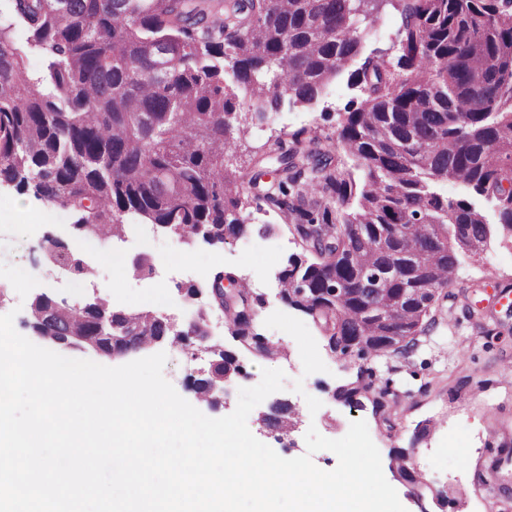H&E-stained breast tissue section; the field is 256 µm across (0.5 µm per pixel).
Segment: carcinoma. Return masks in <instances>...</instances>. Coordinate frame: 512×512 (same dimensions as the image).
Listing matches in <instances>:
<instances>
[{
  "label": "carcinoma",
  "instance_id": "1",
  "mask_svg": "<svg viewBox=\"0 0 512 512\" xmlns=\"http://www.w3.org/2000/svg\"><path fill=\"white\" fill-rule=\"evenodd\" d=\"M0 24V179L71 208L79 232L110 239L125 215L166 224L181 238L198 229L222 243L251 205L224 168L247 99L265 114L284 96L313 102L360 55V22L392 3L402 17L396 64L375 50L352 74L365 96L349 109L336 146L361 175L342 172L330 151L278 144L280 175L263 198L288 211L310 260L282 272L286 299L308 314L337 317L333 336L377 335L402 288L451 285L464 252L487 245L491 227L463 198L435 189L464 186L498 201L512 234V0H10ZM31 34L47 53L33 78L13 41ZM233 80L226 81V71ZM335 197L318 210L308 195ZM361 251L357 268L345 262ZM336 255V285L324 267ZM49 261L74 278L83 259L53 247ZM379 276L386 288L369 287ZM320 291L302 304L300 282ZM31 321L64 336L73 323L98 336L81 305L32 302ZM118 352L167 338L195 357L190 330L177 335L152 312H112ZM194 380L227 371L233 353Z\"/></svg>",
  "mask_w": 512,
  "mask_h": 512
}]
</instances>
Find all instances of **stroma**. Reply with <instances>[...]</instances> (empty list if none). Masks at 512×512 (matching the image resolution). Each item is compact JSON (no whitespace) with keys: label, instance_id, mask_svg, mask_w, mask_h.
Wrapping results in <instances>:
<instances>
[{"label":"stroma","instance_id":"obj_1","mask_svg":"<svg viewBox=\"0 0 512 512\" xmlns=\"http://www.w3.org/2000/svg\"><path fill=\"white\" fill-rule=\"evenodd\" d=\"M360 100L359 89L345 72L313 104L282 103L265 121L249 123L245 138L225 161L227 171L252 195L250 178L258 153L267 152L278 139L290 147L314 136L335 138L348 108ZM471 201L493 224L491 239L483 251L460 256L453 296L443 302V320L403 351L363 357L329 352L313 318L281 296L278 276L303 251L284 215L255 199L245 212L247 232L221 245L199 239L187 243L156 226L144 240L139 234L144 220L129 215L123 218L122 234L103 243L74 236L68 208L0 182V315L14 313L15 329L27 337L30 306L40 294L72 303L106 298L113 309L150 310L167 316L179 329L205 311L210 344L235 351L246 372L229 385L225 403L218 406L201 397L191 382L192 375L208 366V355L187 357L170 341L115 357L87 348H66L62 354L115 367L166 353L164 377L211 418L231 414L240 388L257 385L263 370H283V390L265 398L247 419L251 433L281 457L307 453L309 427L338 439L351 421L362 420L380 452L384 476L406 512H512V460L494 467L488 452L493 442L512 446V292L503 291L512 285V237L497 229L493 203L477 195ZM19 204L28 209L21 222L12 216ZM50 236L65 240L73 253L88 260L85 288H76L47 260ZM140 257L150 260L151 274L134 271ZM217 265L248 284L246 302H234L233 307L250 304L254 331L272 345L271 353L237 346L229 313L210 306L207 298L186 294V286H207ZM359 378L369 387L368 399L347 404L334 398L337 387ZM281 400L296 415L282 440L258 422L260 413ZM465 446L472 457L463 462L457 451ZM397 459L418 471L424 485L399 479L393 466Z\"/></svg>","mask_w":512,"mask_h":512}]
</instances>
